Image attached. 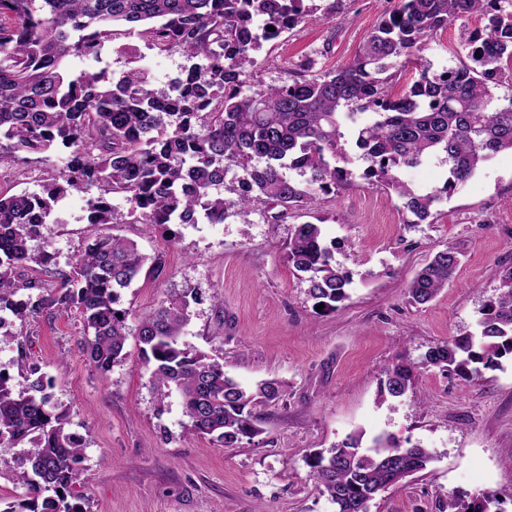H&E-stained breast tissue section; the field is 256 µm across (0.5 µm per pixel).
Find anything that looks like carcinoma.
<instances>
[{
  "instance_id": "obj_1",
  "label": "carcinoma",
  "mask_w": 512,
  "mask_h": 512,
  "mask_svg": "<svg viewBox=\"0 0 512 512\" xmlns=\"http://www.w3.org/2000/svg\"><path fill=\"white\" fill-rule=\"evenodd\" d=\"M308 0H0V165L44 163L66 151L64 168L47 172L37 189L0 193V338L17 337L14 320L68 309L79 311L88 365L105 376L136 337L161 396L182 397L190 431L228 447L262 433L256 409L278 401L285 384L252 387L229 376L224 363L181 342L190 321L193 291L167 294L135 328L122 293L142 271L166 275L159 256L137 243L91 232L55 288L35 300L19 292L40 287L34 272H51L55 252L39 244L56 207L80 195L86 223H118L112 200L126 202L123 223L171 225L211 222L226 214L224 186L231 178L237 214L271 205L275 221L311 209L361 178L394 192L420 222L496 154L512 152V0H401L337 70L298 65L292 82L244 88L241 75L254 53L303 23ZM472 15L479 29H462L457 61L424 66L404 92H392L396 71L415 60L449 24ZM261 16L275 31L257 35ZM288 19V25L282 20ZM137 35L160 54L178 51L192 65L156 95L132 59L118 81L106 67L69 68L72 60H99L105 47ZM438 157L441 185L418 193L401 170ZM336 243L320 225L296 224L286 243L292 268L305 274L307 294L323 311L348 298V272L334 261ZM453 247L437 252L410 279L407 291L426 304L454 277ZM499 293L478 311L473 333L431 345L418 362L400 359L384 373L381 394L397 399L414 387L420 369L439 367L473 381L512 357V266L502 271ZM50 380L35 363L21 382L0 370V445L21 447L15 470L25 499L0 512H83L71 503L82 480L86 440L69 428L68 413L47 392ZM429 449L407 447L379 435L361 437L316 454L310 462L320 492L337 512H369L389 483L424 471ZM497 496H452L448 512H499Z\"/></svg>"
}]
</instances>
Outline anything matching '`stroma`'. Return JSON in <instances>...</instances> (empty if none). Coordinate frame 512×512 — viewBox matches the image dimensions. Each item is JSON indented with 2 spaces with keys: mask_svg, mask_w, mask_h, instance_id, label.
Segmentation results:
<instances>
[{
  "mask_svg": "<svg viewBox=\"0 0 512 512\" xmlns=\"http://www.w3.org/2000/svg\"><path fill=\"white\" fill-rule=\"evenodd\" d=\"M316 3L320 12L262 44L242 76L246 86L290 82L308 58L318 71L347 65L399 0H343L334 19L324 14L330 0ZM483 24L475 15L438 32L420 52L421 64H448L461 28ZM224 199V223L181 226L174 241L145 224L99 231L134 239L166 263L163 280L143 275L126 289L129 325L164 294L195 291L201 301L183 343L223 355L240 382L285 383L283 400L260 409L262 434L231 447L190 435L179 393L158 398L136 339L108 375L98 374L79 350L78 311L14 322L19 340L0 342V370L19 381L24 365L38 362L71 429L88 438L87 481L75 487L84 512H336L310 461L357 433L366 446L382 433L434 456L426 470L385 489L370 512H442L449 496L483 491L497 495L500 512H512L511 357L473 382L429 367L402 400L379 393L394 361H420L433 343L472 331L478 309L497 294L503 267L512 265V153L486 162L420 224L393 192L361 179L313 209L352 278L347 299L330 313L316 310L287 262L291 223L260 211L239 217L231 209L235 194ZM55 215L42 236L66 271L87 230L82 200H66ZM449 246L461 259L452 282L429 303L413 304L408 281Z\"/></svg>",
  "mask_w": 512,
  "mask_h": 512,
  "instance_id": "stroma-1",
  "label": "stroma"
}]
</instances>
